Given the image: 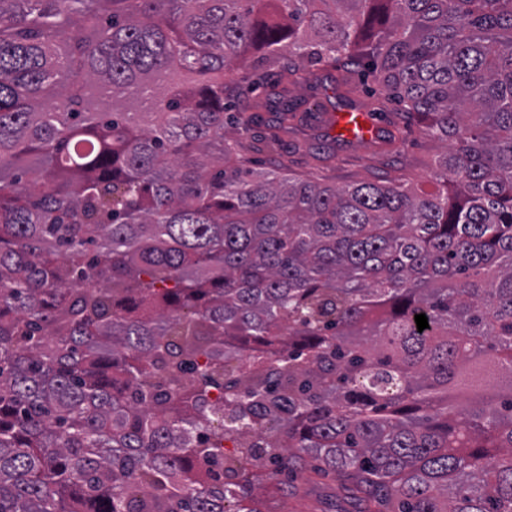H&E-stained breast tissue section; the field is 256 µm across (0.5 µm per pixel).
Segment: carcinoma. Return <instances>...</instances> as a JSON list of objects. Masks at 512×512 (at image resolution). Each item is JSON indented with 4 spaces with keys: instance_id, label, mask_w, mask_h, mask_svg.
I'll return each instance as SVG.
<instances>
[{
    "instance_id": "carcinoma-1",
    "label": "carcinoma",
    "mask_w": 512,
    "mask_h": 512,
    "mask_svg": "<svg viewBox=\"0 0 512 512\" xmlns=\"http://www.w3.org/2000/svg\"><path fill=\"white\" fill-rule=\"evenodd\" d=\"M255 53L366 59L440 189L246 167ZM310 459L512 512V0H0V512H259Z\"/></svg>"
}]
</instances>
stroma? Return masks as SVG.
Segmentation results:
<instances>
[{"mask_svg": "<svg viewBox=\"0 0 512 512\" xmlns=\"http://www.w3.org/2000/svg\"><path fill=\"white\" fill-rule=\"evenodd\" d=\"M353 98L372 110L385 134L373 144L354 143L338 151L329 149L325 133L326 114L319 103L326 100V83L309 78L289 86L287 97L277 88L260 87L236 102L242 115H249L253 101L268 104L261 118L252 124L250 137L280 140L277 151L253 157L257 169L272 170L287 164L292 176L342 187L363 181L398 180L416 191L434 189L432 170L444 153L441 144L431 141L417 118L404 116L394 100L388 99L371 77L353 78ZM290 107L287 123L278 115ZM266 512H354L355 504L342 481L333 474L320 476L305 470L298 477H284L279 490L260 500Z\"/></svg>", "mask_w": 512, "mask_h": 512, "instance_id": "1", "label": "stroma"}]
</instances>
